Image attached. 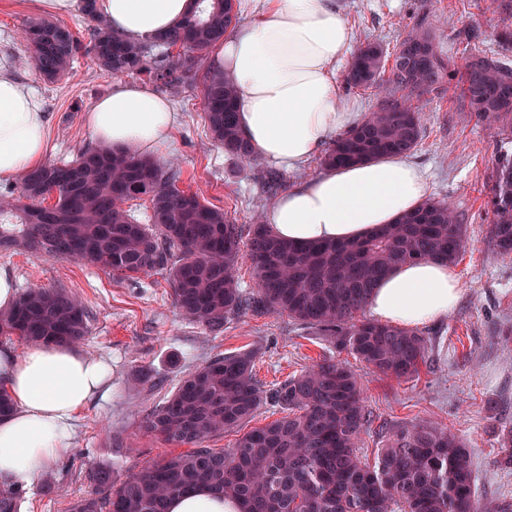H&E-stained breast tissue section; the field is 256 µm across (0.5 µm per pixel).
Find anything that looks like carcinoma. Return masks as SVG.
I'll list each match as a JSON object with an SVG mask.
<instances>
[{"label":"carcinoma","mask_w":512,"mask_h":512,"mask_svg":"<svg viewBox=\"0 0 512 512\" xmlns=\"http://www.w3.org/2000/svg\"><path fill=\"white\" fill-rule=\"evenodd\" d=\"M80 0L88 41L68 27L37 19L24 29L26 64L54 82L86 59L114 77L145 74L161 88L200 78L205 122L224 153L249 163L255 154L241 134L236 87L201 62L238 22L236 0H194L191 12L164 36L134 42L114 31ZM181 52L168 59L169 50ZM391 67H386L388 58ZM457 75L469 111L512 117V62L484 51L456 66L440 50L435 28L421 23L388 51L367 41L345 75L349 88L385 89L387 99L354 128L335 137L323 167L387 155H409L422 136L420 112L396 97L419 96ZM180 173L157 160L112 149L82 150L72 161L42 164L21 178L19 194L0 201V250L21 248L54 259L85 262L119 281L165 272L180 314L219 335L248 310L288 314L339 352L347 351L397 379L418 374L428 351L421 334L361 313L377 282L400 264L456 263L466 228L445 200L428 199L396 224L350 242L297 245L254 225L246 247L258 291L239 283L241 231L199 193L178 186ZM496 251L512 255V152L499 150L489 177ZM53 204H45L49 197ZM151 204L147 221L126 208ZM88 326L82 303L62 288L33 285L15 308L0 312V335L28 345L78 344ZM254 356L211 360L186 376L157 405L145 429L169 445L193 451L158 460L122 479L112 469L88 472L92 491L69 512H167L168 500L199 486L238 499L242 512H512L476 496L465 444L428 423L391 430L369 466L358 448L370 424L362 390L347 363L324 358L265 390ZM286 411L242 433L232 447L205 446L240 428L265 401ZM24 489L0 483V512H19Z\"/></svg>","instance_id":"obj_1"}]
</instances>
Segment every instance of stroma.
Listing matches in <instances>:
<instances>
[{"instance_id": "obj_1", "label": "stroma", "mask_w": 512, "mask_h": 512, "mask_svg": "<svg viewBox=\"0 0 512 512\" xmlns=\"http://www.w3.org/2000/svg\"><path fill=\"white\" fill-rule=\"evenodd\" d=\"M340 5L359 44L376 39L390 48L421 21L439 19V45L454 61L476 49L512 59V49L499 43L500 33L512 30V9L502 0H340ZM40 16L35 0H0V59L17 62L21 83L41 100L50 142L46 162L69 161L80 149L95 147L85 114L111 90L113 78L81 60L63 79L49 83L20 64L28 53L21 31ZM473 29L479 38L471 43L466 35ZM167 96L176 125L158 161L178 168L180 188L197 191L224 210L243 238H250L256 218L274 199L263 183L272 162L259 158L245 166L213 144L200 82L185 83ZM408 101L420 112L424 130L411 158L425 171L431 197L452 203L471 245L452 268L462 288L458 305L448 318L419 329L428 353L418 376L398 380L341 353L373 415L359 455L373 462L387 431L403 424L447 428L466 444L478 498L512 499V468L500 466L496 436L501 425L512 426V256L495 253L487 187L500 147L512 142V125L471 116L454 81ZM0 267L14 273L19 289L63 288L80 300L88 312L80 348L112 366L111 390L79 412L71 448L45 477L26 485L20 512H68L71 502L89 491L91 468L109 467L121 478L180 454V447L148 434L145 420L210 359L253 351L256 377L267 387L333 353L323 337L285 314L251 312L227 323L223 335H212L180 315L162 274L137 284L119 282L98 267L24 250H0Z\"/></svg>"}]
</instances>
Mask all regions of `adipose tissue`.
<instances>
[{"label": "adipose tissue", "instance_id": "obj_1", "mask_svg": "<svg viewBox=\"0 0 512 512\" xmlns=\"http://www.w3.org/2000/svg\"><path fill=\"white\" fill-rule=\"evenodd\" d=\"M99 14L128 39L167 33L192 0H97ZM245 23L229 31L214 54L237 89L240 130L255 154L291 172L318 155L358 115L337 89L339 67L354 49L338 0H240ZM86 123L99 145L152 155L175 125L170 101L147 86L115 82ZM48 150L39 97L14 71L0 68V179L41 165ZM423 170L406 157H387L325 170L293 182L263 215L281 239L296 243L351 241L414 212L428 197ZM461 288L448 266L403 264L374 288L372 315L414 328L447 318ZM111 380L98 357L72 347L0 349V384L14 402L0 420V479L31 483L64 456L73 422Z\"/></svg>", "mask_w": 512, "mask_h": 512}]
</instances>
